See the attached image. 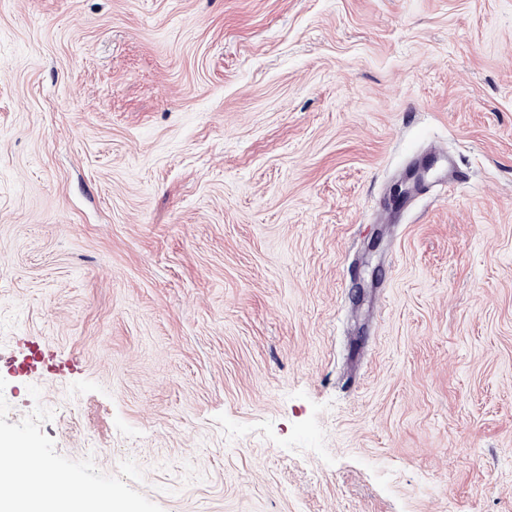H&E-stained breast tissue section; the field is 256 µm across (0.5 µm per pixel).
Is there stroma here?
Listing matches in <instances>:
<instances>
[{
    "instance_id": "obj_1",
    "label": "stroma",
    "mask_w": 512,
    "mask_h": 512,
    "mask_svg": "<svg viewBox=\"0 0 512 512\" xmlns=\"http://www.w3.org/2000/svg\"><path fill=\"white\" fill-rule=\"evenodd\" d=\"M0 377L162 512H512V0H0Z\"/></svg>"
}]
</instances>
